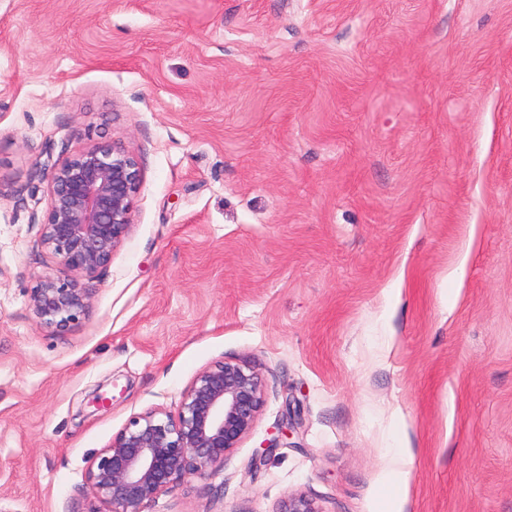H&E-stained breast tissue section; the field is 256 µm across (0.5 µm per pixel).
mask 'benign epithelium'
Instances as JSON below:
<instances>
[{
    "label": "benign epithelium",
    "instance_id": "benign-epithelium-1",
    "mask_svg": "<svg viewBox=\"0 0 512 512\" xmlns=\"http://www.w3.org/2000/svg\"><path fill=\"white\" fill-rule=\"evenodd\" d=\"M141 190L136 154L121 143L94 142L54 164L41 244L70 272L42 275L30 294L38 323L63 332L92 306L99 279L127 238ZM264 404L258 371L219 361L200 371L176 413L151 409L132 417L89 462L86 488L103 509L141 512L189 476L214 477L251 430ZM277 512H319L303 495Z\"/></svg>",
    "mask_w": 512,
    "mask_h": 512
}]
</instances>
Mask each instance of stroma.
I'll return each mask as SVG.
<instances>
[{"mask_svg": "<svg viewBox=\"0 0 512 512\" xmlns=\"http://www.w3.org/2000/svg\"><path fill=\"white\" fill-rule=\"evenodd\" d=\"M100 141L141 191L56 333L38 220ZM222 360L264 405L146 512H512V0H0V512H93L95 453Z\"/></svg>", "mask_w": 512, "mask_h": 512, "instance_id": "stroma-1", "label": "stroma"}]
</instances>
